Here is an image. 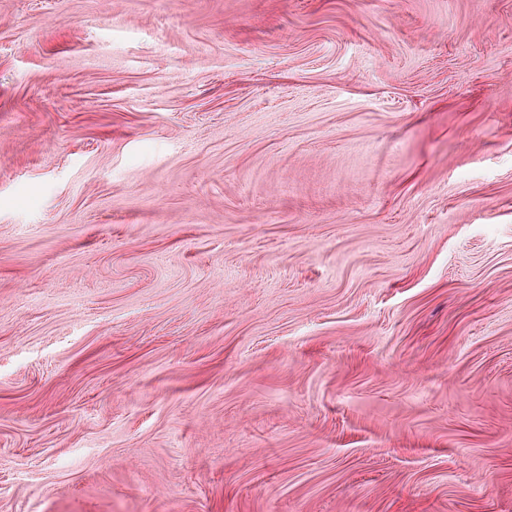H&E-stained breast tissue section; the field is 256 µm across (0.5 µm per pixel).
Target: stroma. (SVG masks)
I'll return each instance as SVG.
<instances>
[{
	"label": "stroma",
	"instance_id": "obj_1",
	"mask_svg": "<svg viewBox=\"0 0 512 512\" xmlns=\"http://www.w3.org/2000/svg\"><path fill=\"white\" fill-rule=\"evenodd\" d=\"M0 512H512V0H0Z\"/></svg>",
	"mask_w": 512,
	"mask_h": 512
}]
</instances>
